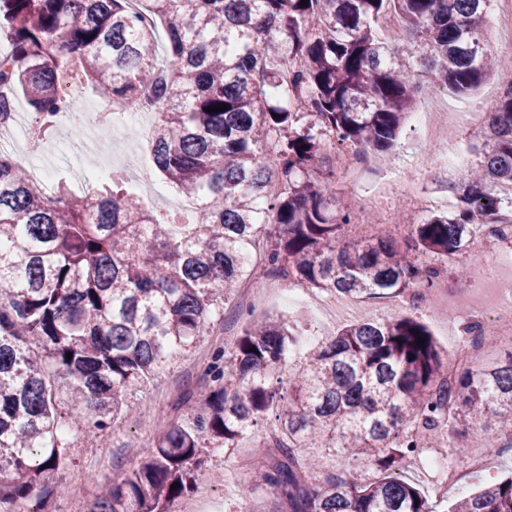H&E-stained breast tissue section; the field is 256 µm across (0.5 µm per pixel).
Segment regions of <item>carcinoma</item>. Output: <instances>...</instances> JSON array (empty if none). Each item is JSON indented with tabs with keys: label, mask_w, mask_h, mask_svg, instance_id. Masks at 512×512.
I'll return each mask as SVG.
<instances>
[{
	"label": "carcinoma",
	"mask_w": 512,
	"mask_h": 512,
	"mask_svg": "<svg viewBox=\"0 0 512 512\" xmlns=\"http://www.w3.org/2000/svg\"><path fill=\"white\" fill-rule=\"evenodd\" d=\"M300 2L139 0L134 12L129 0H0V86L10 91L0 113L20 93L49 134L67 81L131 103L154 114L159 172L199 199L195 223L161 222L136 194L107 185L90 197L63 183L44 192L0 154L1 510L45 498L70 453L68 431L109 428L131 391L210 332L233 290L256 280L257 246L269 278L424 300L483 228L512 236V202L497 195L512 182V80L487 40L493 0ZM388 11L409 36L396 50L376 31ZM295 60L302 66L287 79ZM488 78L502 93L475 158L448 184L450 208L411 225L403 248L350 240L356 214L331 210L322 189L336 176L322 130L376 158L395 147L422 84L466 94ZM292 343L279 318L247 322L205 367L204 387L185 393L186 417L162 426L152 454L88 512H169L193 490L203 449L233 448L270 416L278 456L241 489L247 501L269 490V512H435L396 473L423 441L441 433L461 453L459 428L491 412L512 447V352L492 370L450 378L448 357L412 317L350 325L294 369ZM302 448L340 454L345 471L316 482L321 460ZM358 462L383 477L362 481L350 471ZM452 512H512V477Z\"/></svg>",
	"instance_id": "cac0c4a2"
}]
</instances>
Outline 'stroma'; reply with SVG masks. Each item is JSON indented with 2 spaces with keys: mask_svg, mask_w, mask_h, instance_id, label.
<instances>
[{
  "mask_svg": "<svg viewBox=\"0 0 512 512\" xmlns=\"http://www.w3.org/2000/svg\"><path fill=\"white\" fill-rule=\"evenodd\" d=\"M441 95L454 112H487L500 95L496 81H486L474 92L456 95L438 87L425 85L421 95ZM63 147L48 143L47 151L40 160L48 171L50 182H64L75 192H82L94 165H111L113 148L133 147L142 169L161 192L160 197H144V204L161 215L175 216L188 221L193 217L190 209L181 207L180 196L154 166L151 144L143 138H130L121 131H114L105 137L102 152L91 153L86 132L67 130ZM420 142L412 121H405L397 147L387 156L374 160L363 167L367 182L360 185L348 184L343 176L326 185L325 196L331 208L359 210L362 199L372 188L384 168L391 163H403L405 155L418 148ZM369 226L363 232L364 238L378 237L379 225L389 223L392 217H399L402 225L419 223L422 214L416 206L405 204L398 194H390L385 204L376 206L368 213ZM289 296L267 300L259 306L245 304L243 291H236L224 306L223 319L217 320L210 335L201 337L189 352L177 356L169 366L156 374L145 387L129 395L118 415L112 430L97 436L77 438L66 464L58 470L50 483L52 492L47 504L48 512H86L100 484L111 482L113 476L129 471L150 456L153 434L159 420H173L184 415V391L187 381H196L212 353L222 347L225 340L239 336L247 321L267 315H280L291 319L296 343L289 356L290 364H300L307 352L323 340L336 334L346 323L367 315L379 318H398L404 315H418L442 349L452 350L456 344L462 323L455 313L459 310H476L481 307L485 296L469 277L461 275L456 266L448 268V321L430 315L426 309H414L407 305L402 296L389 295L376 299L348 300L339 295H330L305 288L290 281L286 284ZM271 425L255 427L251 437L245 438L234 448H209L204 452L202 473L215 470L235 474L237 482L248 479L252 469L261 464L255 455L254 440L270 438ZM460 437L468 446L467 455L453 459V466L461 471L460 480L449 488L446 495L436 498L438 512H448L449 507L459 498L473 494L486 483L512 475V442L502 435L493 418H485L478 426H464ZM486 454L484 466L476 471L469 470L468 458L475 454Z\"/></svg>",
  "mask_w": 512,
  "mask_h": 512,
  "instance_id": "obj_1",
  "label": "stroma"
}]
</instances>
